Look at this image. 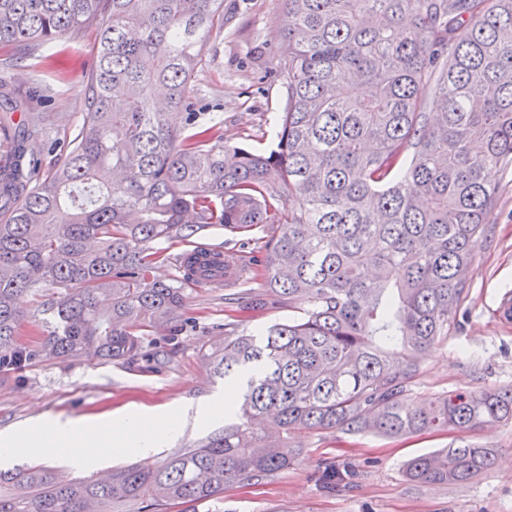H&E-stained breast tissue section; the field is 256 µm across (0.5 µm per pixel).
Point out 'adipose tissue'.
Instances as JSON below:
<instances>
[{
	"label": "adipose tissue",
	"instance_id": "1",
	"mask_svg": "<svg viewBox=\"0 0 512 512\" xmlns=\"http://www.w3.org/2000/svg\"><path fill=\"white\" fill-rule=\"evenodd\" d=\"M229 414L228 401L218 399L153 413L130 407L81 419L42 418L29 426L0 433V463H11L25 450L43 459L97 465L104 461L99 447L107 436L112 439L114 452L131 450L150 463L160 448L178 438L187 416H194L205 426Z\"/></svg>",
	"mask_w": 512,
	"mask_h": 512
}]
</instances>
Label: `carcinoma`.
<instances>
[{
  "label": "carcinoma",
  "mask_w": 512,
  "mask_h": 512,
  "mask_svg": "<svg viewBox=\"0 0 512 512\" xmlns=\"http://www.w3.org/2000/svg\"><path fill=\"white\" fill-rule=\"evenodd\" d=\"M276 71L287 104L275 148L225 143L190 85L224 0H0V48L96 32L85 112L63 163L47 113L0 117V369L45 358L132 363L186 323L185 285L154 278L157 243L221 226L251 246L246 272L295 315L261 337L227 323L219 376L248 371L224 430L153 470L61 481L0 472V512H196L282 472L288 439L317 430L390 439L512 421V388L410 386L448 335L512 168V0H281ZM26 96L0 71V101ZM267 239L250 236L255 227ZM57 290L48 335L20 340L16 298ZM495 465L467 444L411 459L406 479L463 483ZM351 475L336 463L333 489Z\"/></svg>",
  "instance_id": "1"
}]
</instances>
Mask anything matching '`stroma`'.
Here are the masks:
<instances>
[{"label":"stroma","instance_id":"stroma-1","mask_svg":"<svg viewBox=\"0 0 512 512\" xmlns=\"http://www.w3.org/2000/svg\"><path fill=\"white\" fill-rule=\"evenodd\" d=\"M287 26L277 0H224V26L206 46L192 98L203 119H214L225 142L259 151L273 147L286 87L270 70ZM93 43V31L75 29L18 59L0 50V59L12 62L13 84L29 95L27 111L54 113L64 137H74L82 124ZM488 224L456 320L420 363L411 385L414 401L512 387V322L495 315L502 296L512 295V171L499 179ZM186 296L193 321L162 334L161 356L149 354L129 364L43 359L19 373L0 371V432L44 416L80 418L129 404H195L225 392L239 395L236 377L213 375L207 348L223 343L231 310L264 302L263 310L241 324L242 331L257 334L287 319V307L267 302L255 284L232 291L190 286ZM463 441L498 448L493 469L461 484L406 480L408 459ZM288 449L296 454L288 470L227 491L223 500L199 505L197 512H512V422L462 436L431 433L402 440L316 431L289 441ZM329 462L354 472L332 492L319 481Z\"/></svg>","mask_w":512,"mask_h":512}]
</instances>
